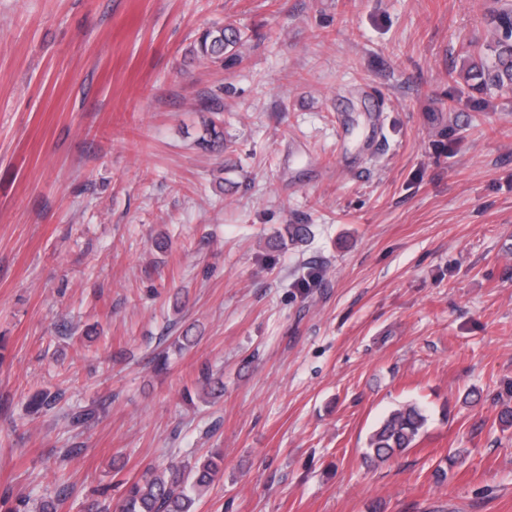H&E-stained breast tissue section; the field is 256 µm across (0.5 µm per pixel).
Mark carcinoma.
Masks as SVG:
<instances>
[{"instance_id": "obj_1", "label": "carcinoma", "mask_w": 512, "mask_h": 512, "mask_svg": "<svg viewBox=\"0 0 512 512\" xmlns=\"http://www.w3.org/2000/svg\"><path fill=\"white\" fill-rule=\"evenodd\" d=\"M489 42L484 52L467 55L465 81L474 89H512V2L494 3L487 14ZM242 32L232 24L207 29L197 41L198 57L211 62L232 61ZM199 145L224 151V131L213 118L204 123ZM200 389L222 393L224 382L209 369L201 370ZM427 416L415 403L392 410L368 437L367 457L387 461L416 445ZM224 477V451L210 450L197 460L181 461L160 471L152 465L124 482V492L115 512H196V504Z\"/></svg>"}]
</instances>
